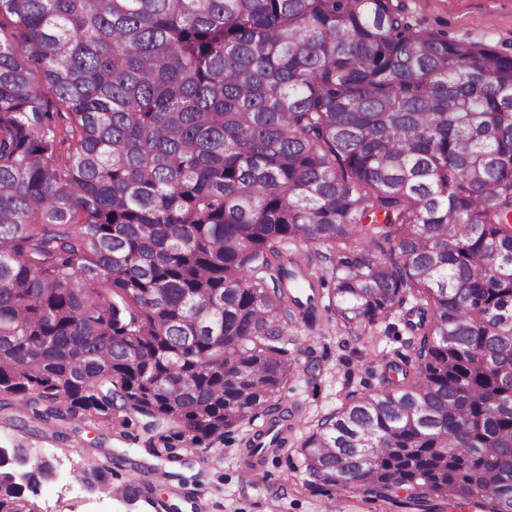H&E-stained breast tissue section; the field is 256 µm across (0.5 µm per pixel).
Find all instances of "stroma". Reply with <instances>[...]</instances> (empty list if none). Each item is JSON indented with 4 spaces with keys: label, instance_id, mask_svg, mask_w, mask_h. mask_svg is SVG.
Returning <instances> with one entry per match:
<instances>
[{
    "label": "stroma",
    "instance_id": "obj_1",
    "mask_svg": "<svg viewBox=\"0 0 512 512\" xmlns=\"http://www.w3.org/2000/svg\"><path fill=\"white\" fill-rule=\"evenodd\" d=\"M415 28L449 40L486 43L512 54V0H403ZM298 347H311L322 371L298 374L283 386L285 404L298 407L288 447L268 454L264 478H240L249 431L240 426L212 448H181L175 458L151 455L120 429L101 431L78 420H23L16 407H0V448H26L48 461L53 473L35 498L38 512H408L381 500L331 488H312L296 443L321 416L336 411L353 390L378 386L385 362L407 354L410 335L399 315L370 335L344 329L327 303H319L311 326L293 333ZM135 475L146 479L139 497L113 496L110 488Z\"/></svg>",
    "mask_w": 512,
    "mask_h": 512
}]
</instances>
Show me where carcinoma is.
<instances>
[{
	"instance_id": "cac0c4a2",
	"label": "carcinoma",
	"mask_w": 512,
	"mask_h": 512,
	"mask_svg": "<svg viewBox=\"0 0 512 512\" xmlns=\"http://www.w3.org/2000/svg\"><path fill=\"white\" fill-rule=\"evenodd\" d=\"M328 275L353 334L412 298L411 354L300 443L309 484L512 512V55L394 0H0L1 405L286 430ZM24 453L0 512H37Z\"/></svg>"
}]
</instances>
